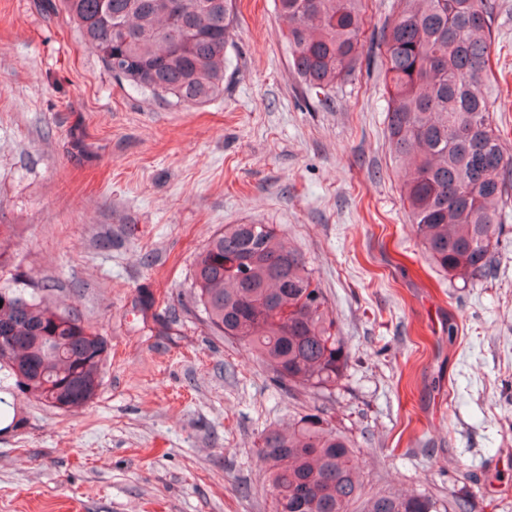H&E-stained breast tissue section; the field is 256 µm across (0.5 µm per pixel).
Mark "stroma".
Returning <instances> with one entry per match:
<instances>
[{"label":"stroma","mask_w":512,"mask_h":512,"mask_svg":"<svg viewBox=\"0 0 512 512\" xmlns=\"http://www.w3.org/2000/svg\"><path fill=\"white\" fill-rule=\"evenodd\" d=\"M275 0H236L223 96L118 82L60 0H0V287L47 293L110 354L84 409L18 399L0 512H269L254 450L312 406L203 325L195 254L277 224L350 352L325 405L367 492L512 512V203L486 275L429 265L385 136L380 64L318 103L289 71ZM490 113L512 154V0H497Z\"/></svg>","instance_id":"obj_1"}]
</instances>
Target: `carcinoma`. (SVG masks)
<instances>
[{
	"label": "carcinoma",
	"mask_w": 512,
	"mask_h": 512,
	"mask_svg": "<svg viewBox=\"0 0 512 512\" xmlns=\"http://www.w3.org/2000/svg\"><path fill=\"white\" fill-rule=\"evenodd\" d=\"M114 78L178 103L224 93L234 0H62ZM287 22L288 62L318 102L361 69L368 41L382 56L387 134L413 159L403 186L429 260L464 283L489 271L512 199V156L492 126V0H397L367 32L366 0H275ZM191 289L203 322L270 367L283 393L329 398L350 351L303 254L272 224H226L194 259ZM0 393L63 412L88 405L108 356L104 337L47 296L0 288ZM360 449L313 406L288 430L270 428L255 456L271 488L270 512H470L427 493L366 494Z\"/></svg>",
	"instance_id": "carcinoma-1"
}]
</instances>
